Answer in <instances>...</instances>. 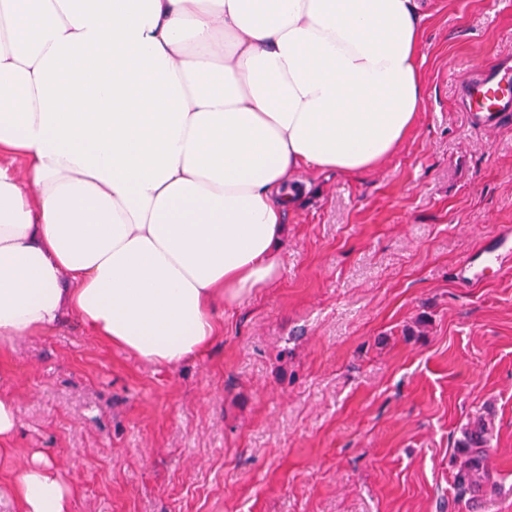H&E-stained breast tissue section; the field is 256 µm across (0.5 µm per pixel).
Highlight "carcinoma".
Here are the masks:
<instances>
[{
  "label": "carcinoma",
  "mask_w": 512,
  "mask_h": 512,
  "mask_svg": "<svg viewBox=\"0 0 512 512\" xmlns=\"http://www.w3.org/2000/svg\"><path fill=\"white\" fill-rule=\"evenodd\" d=\"M487 433L486 424L481 419L461 429V438L456 445V472L453 476L454 485L461 496L467 495L474 499L495 488L486 452Z\"/></svg>",
  "instance_id": "cac0c4a2"
}]
</instances>
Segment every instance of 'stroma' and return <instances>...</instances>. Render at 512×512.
Listing matches in <instances>:
<instances>
[{
    "mask_svg": "<svg viewBox=\"0 0 512 512\" xmlns=\"http://www.w3.org/2000/svg\"><path fill=\"white\" fill-rule=\"evenodd\" d=\"M421 7L415 130L372 172H300L276 281L206 352L153 365L72 317L0 342V475L42 449L71 512H512V274L454 278L512 225V122L471 125L459 95L512 68V0ZM480 416L496 488L473 504L454 454ZM16 431V420L12 407L6 401L0 399V458L1 455L10 454L14 448H7L5 444L12 438Z\"/></svg>",
    "mask_w": 512,
    "mask_h": 512,
    "instance_id": "obj_1",
    "label": "stroma"
}]
</instances>
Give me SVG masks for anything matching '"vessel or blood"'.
<instances>
[{
	"instance_id": "b4317fda",
	"label": "vessel or blood",
	"mask_w": 512,
	"mask_h": 512,
	"mask_svg": "<svg viewBox=\"0 0 512 512\" xmlns=\"http://www.w3.org/2000/svg\"><path fill=\"white\" fill-rule=\"evenodd\" d=\"M460 96L471 124L489 126L512 119V76L488 69L471 76ZM512 273V226L503 225L481 251L464 256L455 268L459 285L472 288L489 277Z\"/></svg>"
}]
</instances>
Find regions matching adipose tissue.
Here are the masks:
<instances>
[{
  "mask_svg": "<svg viewBox=\"0 0 512 512\" xmlns=\"http://www.w3.org/2000/svg\"><path fill=\"white\" fill-rule=\"evenodd\" d=\"M424 21L419 0H0V339L71 314L151 364L198 356L277 278L292 176L368 173L413 132ZM9 489L70 512L43 454Z\"/></svg>",
  "mask_w": 512,
  "mask_h": 512,
  "instance_id": "obj_1",
  "label": "adipose tissue"
}]
</instances>
